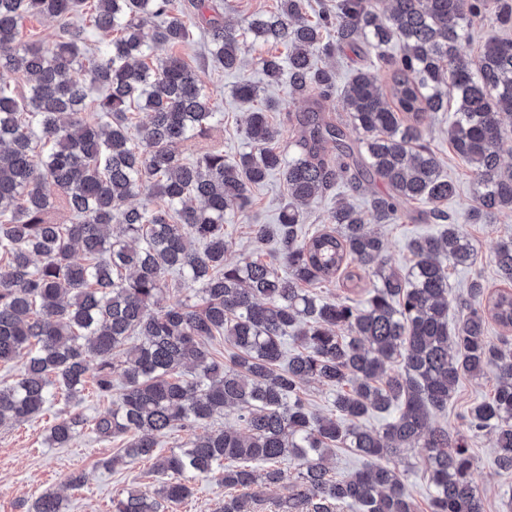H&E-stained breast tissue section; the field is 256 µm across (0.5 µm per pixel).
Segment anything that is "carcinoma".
<instances>
[{"label": "carcinoma", "mask_w": 512, "mask_h": 512, "mask_svg": "<svg viewBox=\"0 0 512 512\" xmlns=\"http://www.w3.org/2000/svg\"><path fill=\"white\" fill-rule=\"evenodd\" d=\"M388 3L382 18L375 0H336L310 21L302 0H280L247 22L253 42L288 50L255 58L267 83L286 75L291 92L310 102L290 129L300 153L287 160L272 145L279 131L269 100L245 113L249 151L224 155L221 113L201 70L155 55L190 37L175 0H94L91 25L115 37L92 54L86 28L67 23L86 0H0V364L23 359L0 383V427L60 397L77 406L89 383L112 399L108 414L73 410L48 435L61 448L89 427L127 437L105 466L153 461L158 486L112 499V512H166L192 496L200 476L224 487L218 512H263L267 490L287 480L286 463L295 474L274 512H419L399 468L417 448L432 487L429 512H484L470 449L435 417L462 376L489 370L496 389L463 420L472 435H495L496 464L512 474V292H489L479 275L464 295L448 287L449 268L472 267L477 250L448 212L457 186L423 126L430 112L453 113L448 144L474 175L470 223L512 210V167L501 163L512 139V38L488 35L469 62L459 51L489 12L512 28V0ZM192 8L208 53L224 70L238 68L244 43L235 28L211 0ZM39 18L61 21L50 44L23 40L26 21ZM358 45L390 76L386 83L360 69L344 89L361 154L325 115L336 71L317 61ZM20 70L25 93L11 88ZM233 94L253 103L260 88L244 81ZM133 109L148 114L142 135L131 132ZM274 172L288 199L277 223L251 228L255 250L275 241L273 259L225 263V214L245 212L251 189ZM366 181L384 187L370 193L367 211L342 203L333 227L302 235L307 207L340 182L356 195ZM136 196L142 202L131 203ZM412 201L442 230L411 243L414 260L401 274L387 267V244L371 224L397 222ZM352 263L374 277L364 301L308 288L341 274L357 279ZM493 263L511 287V236ZM491 320L504 333L496 341L486 335ZM311 380L336 391L329 412L306 402ZM394 405L398 415L383 428L359 426ZM227 412L239 427L206 429ZM176 428L191 432L186 447L158 453ZM339 450L363 466L336 477L327 461ZM33 512H63L62 499L45 493Z\"/></svg>", "instance_id": "carcinoma-1"}]
</instances>
